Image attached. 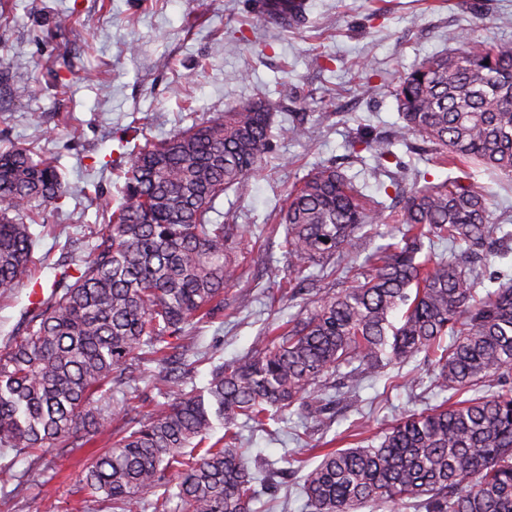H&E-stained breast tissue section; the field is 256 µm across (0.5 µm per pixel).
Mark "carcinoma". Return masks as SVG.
<instances>
[{
    "mask_svg": "<svg viewBox=\"0 0 512 512\" xmlns=\"http://www.w3.org/2000/svg\"><path fill=\"white\" fill-rule=\"evenodd\" d=\"M284 30L307 22L306 0H263ZM456 48L417 62L394 90L403 125L448 169L483 168L512 178V50L448 31ZM264 97L179 129L131 152L117 206L91 234L88 254L61 265L50 297L29 309L0 350V448L33 453L109 443L79 482L112 512H133L153 494L154 512L178 499L183 512H253L257 477L238 428L265 429L295 407L321 419L310 389L327 376H381L420 353L450 404L397 419L377 444L323 448L307 470V512L405 505L415 512H512V278L480 296L456 252L483 248L495 230L486 195L458 176L393 180L398 208L369 207L352 178L312 168L279 210L289 293L314 306L271 322L251 353L218 366L205 392L187 391L174 367L190 325L224 309L238 278L232 224L213 223L215 200L260 168L272 140H302L306 126L277 121ZM376 161L392 142L359 137ZM68 193L55 161L25 146L0 152V288L35 262L31 224ZM30 219L31 223L24 222ZM393 223L401 239L366 255L363 279L336 290L312 270L361 253L364 229ZM455 246L449 254L435 244ZM156 365L140 369L137 361ZM145 382L168 407L142 415L113 397ZM123 420L112 440V422ZM224 435L209 442L215 425Z\"/></svg>",
    "mask_w": 512,
    "mask_h": 512,
    "instance_id": "carcinoma-1",
    "label": "carcinoma"
}]
</instances>
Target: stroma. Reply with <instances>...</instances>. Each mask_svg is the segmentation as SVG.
Masks as SVG:
<instances>
[{
  "instance_id": "stroma-1",
  "label": "stroma",
  "mask_w": 512,
  "mask_h": 512,
  "mask_svg": "<svg viewBox=\"0 0 512 512\" xmlns=\"http://www.w3.org/2000/svg\"><path fill=\"white\" fill-rule=\"evenodd\" d=\"M308 23L282 30L261 20L262 0H0V150L25 144L56 159L69 193L47 208L50 227L32 273L51 288L57 266L86 254L90 225L103 221L101 203L117 200L130 162L123 144L171 136L265 95L303 118L305 139L275 140L261 170L215 202L212 219L238 227L244 275L224 290V310L191 334L186 380L201 391L213 365L232 363L253 347L267 322L299 316L301 299L273 300L288 275L282 234L270 233L288 189L313 164L336 163L367 198L386 201L388 171L448 175L414 137L394 139L401 124L392 90L422 58L448 51V32L468 29L472 41L512 49V0H308ZM29 90L19 93L13 73ZM393 138L387 173L362 166L350 144L360 128ZM494 223L512 233V181L477 173ZM477 291L498 275L512 276V236H494L475 259ZM26 285L0 290V349L23 332ZM337 393L321 421L293 413L273 433L240 430L251 457L273 464L275 512H306L301 475L288 458L304 444L321 445L349 431L372 438L404 414L439 404L424 357L389 378L358 382L331 376ZM92 451L51 448L38 455L0 448L18 487L0 488V512H99L78 486Z\"/></svg>"
}]
</instances>
